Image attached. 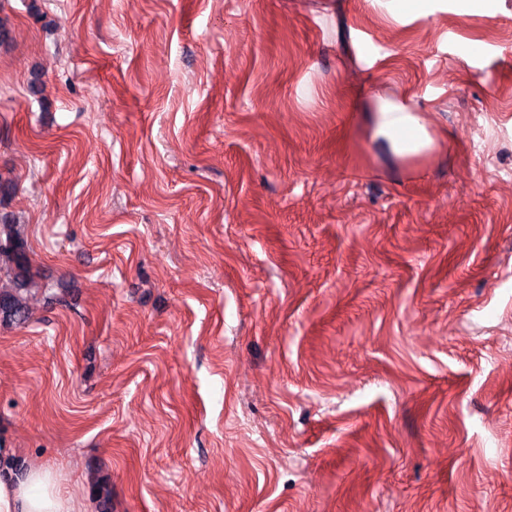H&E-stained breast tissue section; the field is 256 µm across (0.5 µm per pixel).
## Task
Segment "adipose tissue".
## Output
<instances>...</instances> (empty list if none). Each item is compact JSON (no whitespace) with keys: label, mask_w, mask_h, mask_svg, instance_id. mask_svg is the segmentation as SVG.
I'll return each instance as SVG.
<instances>
[{"label":"adipose tissue","mask_w":512,"mask_h":512,"mask_svg":"<svg viewBox=\"0 0 512 512\" xmlns=\"http://www.w3.org/2000/svg\"><path fill=\"white\" fill-rule=\"evenodd\" d=\"M369 121L374 136L388 140L401 157L421 154L435 144L406 101L378 99ZM0 512H94V505L67 492L54 468L40 466L21 477L0 479Z\"/></svg>","instance_id":"obj_1"}]
</instances>
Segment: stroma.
I'll list each match as a JSON object with an SVG mask.
<instances>
[{"instance_id":"35a3bbf8","label":"stroma","mask_w":512,"mask_h":512,"mask_svg":"<svg viewBox=\"0 0 512 512\" xmlns=\"http://www.w3.org/2000/svg\"><path fill=\"white\" fill-rule=\"evenodd\" d=\"M398 2L0 0L53 292L0 324V446L111 512H512V0ZM369 121L374 136L388 140L401 157L419 155L435 145L422 118L406 100L378 99ZM88 484L90 494L97 500L101 512H110L112 491L109 479L99 472H94L90 475Z\"/></svg>"}]
</instances>
